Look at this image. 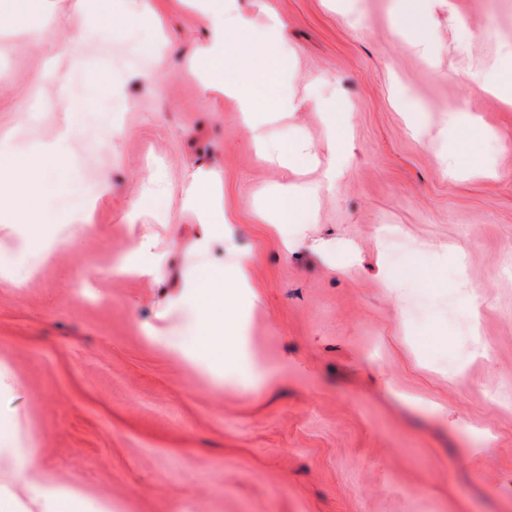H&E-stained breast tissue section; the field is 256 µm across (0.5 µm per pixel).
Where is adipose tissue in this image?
<instances>
[{
	"mask_svg": "<svg viewBox=\"0 0 512 512\" xmlns=\"http://www.w3.org/2000/svg\"><path fill=\"white\" fill-rule=\"evenodd\" d=\"M211 10L215 20L211 25L208 43L200 51L197 64L210 74L211 82L222 85L226 95L239 101L240 118L253 131L255 142H262L265 123L288 111L291 100L268 98L258 100L238 75L244 61L263 58L269 71H283L288 58L277 50L282 18L270 12L263 30L252 31L248 20L232 13L230 5L214 0ZM73 130L63 124L55 140L38 144L36 154L24 166H16L15 146L6 137L0 138V175L16 179H32L34 171L46 160H64L69 152ZM209 175L190 176L184 191L186 208L196 211L209 222V231L193 243L197 258L211 256L217 238L227 227L213 221V215L203 198ZM314 204V192L308 188L282 190L274 194L270 208L276 220L281 241H288L290 228L306 223ZM25 231V254L39 252L43 228L37 210L30 203L0 208V234H11L16 225ZM251 258H241L231 269L213 264L204 275L188 279L169 295L166 305L181 318L178 329L171 333L155 334L154 340L175 357L201 367L216 383L230 382L243 387L269 382L271 376L265 365L252 353L246 338L245 304L254 303L258 293L251 286ZM0 466L12 472L14 482L0 483V512H16L22 501L35 504L40 512H63L69 502L80 505V512H112L106 501L84 499L80 488L65 487L54 482L45 470L33 464L31 452L16 429L0 432Z\"/></svg>",
	"mask_w": 512,
	"mask_h": 512,
	"instance_id": "1",
	"label": "adipose tissue"
}]
</instances>
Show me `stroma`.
Instances as JSON below:
<instances>
[{
	"label": "stroma",
	"instance_id": "stroma-1",
	"mask_svg": "<svg viewBox=\"0 0 512 512\" xmlns=\"http://www.w3.org/2000/svg\"><path fill=\"white\" fill-rule=\"evenodd\" d=\"M403 3L232 0L257 30L284 17L288 70L258 59L246 81L297 101L266 129L273 148L302 139L293 170L193 71L203 0H0V135L23 154L55 135L60 72L79 95L41 224L112 182L89 229L0 274L17 382L0 424H24L54 481L121 512H512V108L488 89L512 82V0H429L427 55L396 27ZM335 148L350 162L328 186ZM198 169L230 221L217 259H252L247 331L273 384L216 385L150 339L180 322L161 300L189 271ZM302 183L315 215L286 253L264 213ZM144 235L168 259L156 279L118 266ZM434 331L447 346L422 347Z\"/></svg>",
	"mask_w": 512,
	"mask_h": 512
}]
</instances>
